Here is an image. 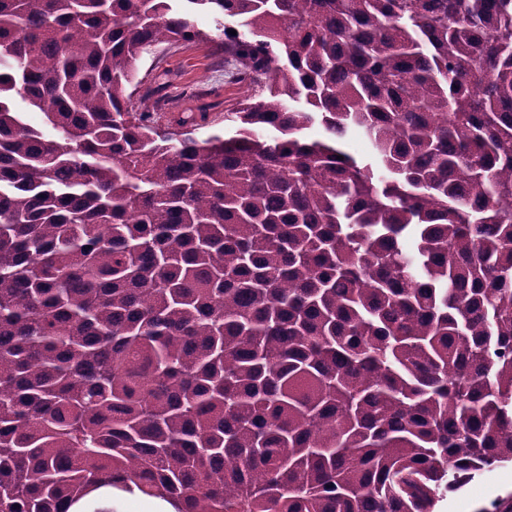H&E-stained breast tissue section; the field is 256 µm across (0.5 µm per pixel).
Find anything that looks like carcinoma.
<instances>
[{"mask_svg": "<svg viewBox=\"0 0 512 512\" xmlns=\"http://www.w3.org/2000/svg\"><path fill=\"white\" fill-rule=\"evenodd\" d=\"M187 2L227 135L127 106L190 12L0 0V512H434L512 462V0ZM141 499H130L128 496L119 499V505H115L114 489L103 486L91 494L85 496L74 504L68 512H138Z\"/></svg>", "mask_w": 512, "mask_h": 512, "instance_id": "cac0c4a2", "label": "carcinoma"}]
</instances>
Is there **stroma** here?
Segmentation results:
<instances>
[{
    "label": "stroma",
    "instance_id": "1",
    "mask_svg": "<svg viewBox=\"0 0 512 512\" xmlns=\"http://www.w3.org/2000/svg\"><path fill=\"white\" fill-rule=\"evenodd\" d=\"M233 64L224 60L217 42L175 41L155 48L139 64L142 90L148 99L133 96V109L152 112L166 126L172 112H206L209 124L196 129L197 137L223 131L224 114L243 96L232 78ZM436 512H512V463H499L474 473L460 488L446 492Z\"/></svg>",
    "mask_w": 512,
    "mask_h": 512
}]
</instances>
